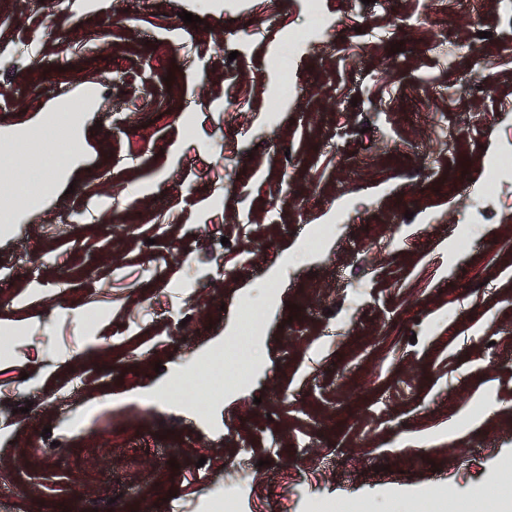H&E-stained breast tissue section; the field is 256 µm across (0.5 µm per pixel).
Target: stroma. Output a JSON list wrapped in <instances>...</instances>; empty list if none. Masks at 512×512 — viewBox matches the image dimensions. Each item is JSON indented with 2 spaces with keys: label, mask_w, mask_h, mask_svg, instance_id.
<instances>
[{
  "label": "stroma",
  "mask_w": 512,
  "mask_h": 512,
  "mask_svg": "<svg viewBox=\"0 0 512 512\" xmlns=\"http://www.w3.org/2000/svg\"><path fill=\"white\" fill-rule=\"evenodd\" d=\"M321 13L292 45L307 0H0V121L99 91L43 207L0 223V512H412L439 485L490 512L512 24L500 0ZM224 350L250 376L212 397Z\"/></svg>",
  "instance_id": "1"
}]
</instances>
